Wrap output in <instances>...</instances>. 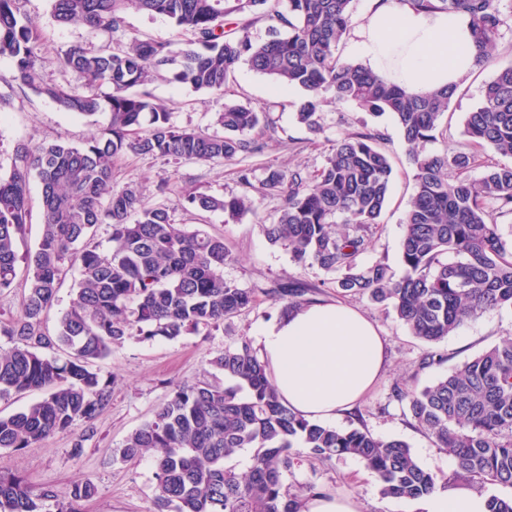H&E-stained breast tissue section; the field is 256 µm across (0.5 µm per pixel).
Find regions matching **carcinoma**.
I'll list each match as a JSON object with an SVG mask.
<instances>
[{
	"instance_id": "carcinoma-1",
	"label": "carcinoma",
	"mask_w": 512,
	"mask_h": 512,
	"mask_svg": "<svg viewBox=\"0 0 512 512\" xmlns=\"http://www.w3.org/2000/svg\"><path fill=\"white\" fill-rule=\"evenodd\" d=\"M422 13L470 18L475 65L492 48L512 5L507 0H406ZM60 26L85 29L97 46L77 42L62 53L73 83H46L35 24L20 16L19 0H0V57L12 64L3 82L11 90L91 117L107 111L96 135L73 145L20 144L9 172L0 173V292L22 280L16 315H0V398L41 393L35 403L0 415V450L20 451L60 432H76L74 453L95 433L112 400L105 361L130 339L175 340L216 327L250 307L257 289L224 279L232 252L224 237L177 224L169 206L150 204L142 190L118 186L114 162L126 154L202 163L231 161L265 148L266 113L224 104L214 124L222 132L179 127L169 104L153 95L158 80L224 94L242 62L281 87L300 88L299 122L319 128L331 98L377 116L390 114L411 147L415 192L404 217L403 274L358 257L370 244L389 193L392 165L367 130L336 140L310 179L271 170L255 186L252 170L238 172L241 191L230 197L197 189L181 194L192 212L220 211L230 220L257 214L267 196L282 205L260 225L266 239L284 246L298 264L336 275L342 293L367 295L391 307L413 337L436 344L485 311L512 307V239L497 218L512 214V164L497 163L478 179L466 173L474 155L457 149L423 153L456 89L414 93L368 67L344 62L339 45L352 26L353 0H49ZM167 18L190 38L178 50L152 37L123 40L127 17ZM273 25L256 41L246 16ZM462 135L470 146H490L512 157V64L485 86L466 114ZM41 185L43 224L36 248L18 243L30 219V182ZM109 229V247L96 241ZM73 275L72 298L46 326L59 289ZM311 289L288 280L269 291L281 315L314 303ZM232 382L176 384L153 417L127 436L123 462L150 457L156 481L153 512H297L305 494L333 492L314 479L284 483L302 458L352 456L377 478L385 497L404 501L437 490L481 484L512 487V338H505L421 389L395 385L412 424L455 461L444 478L422 467L402 440L363 428L309 422L285 405L265 364L244 340L210 360ZM81 431H76V427ZM253 449L251 466L229 461ZM91 483H75L66 498L15 473L0 472V512H83L95 497Z\"/></svg>"
}]
</instances>
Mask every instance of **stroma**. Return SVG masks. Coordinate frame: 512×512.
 <instances>
[{"label":"stroma","mask_w":512,"mask_h":512,"mask_svg":"<svg viewBox=\"0 0 512 512\" xmlns=\"http://www.w3.org/2000/svg\"><path fill=\"white\" fill-rule=\"evenodd\" d=\"M20 7L22 16L33 20L37 27L42 79L59 84L71 81V74L59 67L57 58L70 43L88 41V33L53 22L48 0H21ZM493 75V66L472 71L440 120L441 137L425 144L424 152L436 153L461 145L465 115L480 103L485 85ZM152 92L169 102L175 125L210 132L215 129L214 116L223 111L225 102L269 108L275 133L262 153L224 163L125 155L117 159L114 167L118 185L138 186L150 203L170 206L176 223L223 236L236 257L235 262L225 267V278L242 288L259 289L257 302L216 328L175 340L132 339L113 348L107 361L113 379L112 401L100 414L96 433L85 442L82 454L76 457L71 453L72 433H57L19 452L0 451V466L29 482L52 487L61 495L74 483H92L97 494L86 503L85 512H150L155 495L153 463L148 459L137 463L119 461L118 451L126 437L152 418L174 384L218 378L211 359L240 339L257 341L262 327L280 313L279 304L268 295L269 289L294 279L318 289L320 300L341 301L359 308L386 340L389 361L385 371L356 411L337 420V427H362L378 437L403 440L423 467L448 475L454 468L453 460L412 425L405 404L392 395L393 386L398 381L412 388L428 385L500 339L512 336V308L481 313L431 347L411 336L392 309L365 296L339 293L333 274L316 266L297 264L287 249L271 245L260 226L263 220L272 219L280 206L278 198H267L259 215L249 214L232 221L220 212L183 211L177 196L156 193L159 183L168 182L212 194H236L240 191L238 171L243 167L252 168L258 181L270 169L298 170L310 177L321 167L337 138L347 133L379 130L380 145L391 159L394 177L387 205L373 231L372 245L360 256L359 263L369 266L381 261L398 274L402 271L403 220L414 193V181L408 147L393 118L387 114L376 117L333 101L321 109L319 130H309L296 119L302 90H276L268 77L244 63L237 67L220 96L163 80L153 85ZM108 120L105 112L86 118L65 112L43 98L13 94L10 106L0 110V170L9 169L17 144L56 139L80 143ZM431 348L445 354L446 362L421 367L424 353ZM360 466V461L351 457L323 463L307 461L287 474L285 481L291 484L313 476L337 491L356 494L362 502V512H402V501L382 496L375 481H352L351 471Z\"/></svg>","instance_id":"obj_1"}]
</instances>
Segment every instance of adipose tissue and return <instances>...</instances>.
I'll list each match as a JSON object with an SVG mask.
<instances>
[{"mask_svg":"<svg viewBox=\"0 0 512 512\" xmlns=\"http://www.w3.org/2000/svg\"><path fill=\"white\" fill-rule=\"evenodd\" d=\"M349 51L413 92L460 83L473 70L476 54L467 15L418 13L404 0H373L353 27ZM258 357L284 404L317 423L352 411L387 361L371 320L340 302L305 305L270 322L260 332ZM408 512H488V507L485 496L439 490Z\"/></svg>","mask_w":512,"mask_h":512,"instance_id":"obj_1","label":"adipose tissue"}]
</instances>
